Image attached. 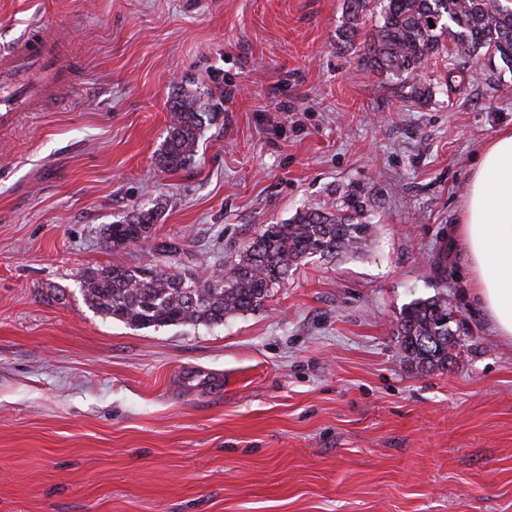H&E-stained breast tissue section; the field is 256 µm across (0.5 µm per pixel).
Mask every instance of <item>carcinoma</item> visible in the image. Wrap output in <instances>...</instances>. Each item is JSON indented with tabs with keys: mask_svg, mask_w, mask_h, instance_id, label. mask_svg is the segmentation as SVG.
<instances>
[{
	"mask_svg": "<svg viewBox=\"0 0 512 512\" xmlns=\"http://www.w3.org/2000/svg\"><path fill=\"white\" fill-rule=\"evenodd\" d=\"M347 42L362 33L365 18L381 21L364 40V61L388 78L403 80L447 49L483 53L512 62V6L502 0H343ZM435 27H430V24ZM171 122L160 165L183 168L194 161L201 131L215 118L200 112L196 98L170 102ZM371 190L353 185L336 199L308 206L282 224H265L257 235L224 260V269L204 281L179 262L178 243L153 246L164 265L90 269L82 280L86 303L106 317L134 327L218 325L229 315L255 311L291 270L309 258L332 261L359 252L374 234ZM157 212L140 211L106 228L112 247L152 239ZM448 299L435 296L406 306L396 320L399 352L422 370H449L456 357L457 331L448 323Z\"/></svg>",
	"mask_w": 512,
	"mask_h": 512,
	"instance_id": "cac0c4a2",
	"label": "carcinoma"
}]
</instances>
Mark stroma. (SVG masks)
I'll return each mask as SVG.
<instances>
[{
  "instance_id": "obj_1",
  "label": "stroma",
  "mask_w": 512,
  "mask_h": 512,
  "mask_svg": "<svg viewBox=\"0 0 512 512\" xmlns=\"http://www.w3.org/2000/svg\"><path fill=\"white\" fill-rule=\"evenodd\" d=\"M34 23L69 26L80 73L0 125V512H512V344L454 236L512 65L443 53L410 97L344 42L342 0H0V43ZM183 92L219 118L167 170ZM352 184L372 242L259 310L138 328L84 299L87 269L158 263L106 241L135 212L203 279ZM440 294L461 342L421 371L396 320Z\"/></svg>"
}]
</instances>
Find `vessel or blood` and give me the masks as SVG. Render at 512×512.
Wrapping results in <instances>:
<instances>
[{
  "label": "vessel or blood",
  "instance_id": "vessel-or-blood-1",
  "mask_svg": "<svg viewBox=\"0 0 512 512\" xmlns=\"http://www.w3.org/2000/svg\"><path fill=\"white\" fill-rule=\"evenodd\" d=\"M74 79L65 34L29 27L0 48V124L39 109Z\"/></svg>",
  "mask_w": 512,
  "mask_h": 512
}]
</instances>
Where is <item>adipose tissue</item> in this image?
Here are the masks:
<instances>
[{
	"label": "adipose tissue",
	"mask_w": 512,
	"mask_h": 512,
	"mask_svg": "<svg viewBox=\"0 0 512 512\" xmlns=\"http://www.w3.org/2000/svg\"><path fill=\"white\" fill-rule=\"evenodd\" d=\"M456 238L476 300L495 335L512 342V130L499 132L481 150Z\"/></svg>",
	"instance_id": "ef3b65f1"
}]
</instances>
